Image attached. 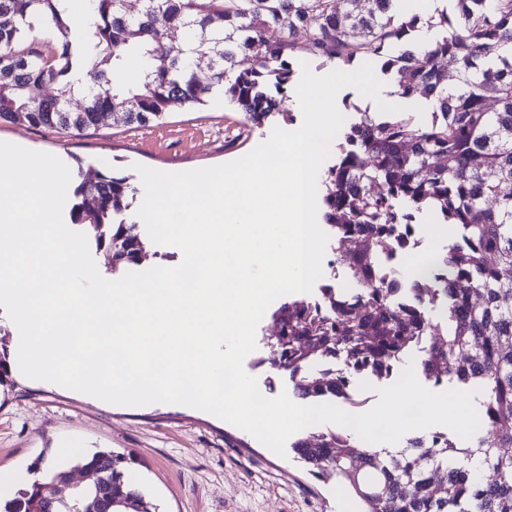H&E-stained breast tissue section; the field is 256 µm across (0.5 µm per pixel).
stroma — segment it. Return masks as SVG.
Listing matches in <instances>:
<instances>
[{"label": "stroma", "mask_w": 512, "mask_h": 512, "mask_svg": "<svg viewBox=\"0 0 512 512\" xmlns=\"http://www.w3.org/2000/svg\"><path fill=\"white\" fill-rule=\"evenodd\" d=\"M286 115L262 127L245 125L241 112L215 99L194 110L175 109L166 119L131 128L105 121L75 135L36 128L25 120L0 123V141L61 158L71 186L80 171L95 167L128 177L135 192L123 213L133 234L146 239L137 210L144 188L133 164L165 172L215 166L240 158L265 141L273 128L300 126L302 111L288 102ZM271 317L256 330V350L244 362L259 389L292 391L287 377L269 383ZM13 327L0 307V470L40 475L37 459L52 462L60 448L108 449L131 457L128 474L147 501L162 512H336L335 478L317 479L293 457L282 458L249 433L205 412L177 404L120 407L94 402L64 388L32 381L16 370Z\"/></svg>", "instance_id": "1"}]
</instances>
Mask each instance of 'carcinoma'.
Returning a JSON list of instances; mask_svg holds the SVG:
<instances>
[{"label":"carcinoma","mask_w":512,"mask_h":512,"mask_svg":"<svg viewBox=\"0 0 512 512\" xmlns=\"http://www.w3.org/2000/svg\"><path fill=\"white\" fill-rule=\"evenodd\" d=\"M142 2L133 15L125 0H0V122L22 117L83 132L110 118L140 127L219 97L259 127L288 99L299 31L313 56L359 57L394 73L398 95L426 98L430 119L361 113L322 181L336 262L360 287L329 284L317 299L280 306L272 348L288 363L295 398L345 402L359 381L390 378L419 346L428 384L482 390L479 433H414L396 458L362 447L345 429H313L291 452L314 477L332 471L362 512H512V55L500 54L512 48V0H453L455 16L442 10L425 21L396 17L395 0ZM76 13L85 18L79 32L71 28ZM422 21L445 28L424 49L413 40ZM272 27L286 37L267 40ZM205 51L211 66L202 82L192 61ZM240 55L250 68H238ZM444 59L456 66L453 84ZM78 96L84 104L75 110ZM94 177L75 189L93 203L73 204V223L91 225L112 260L140 262L146 243L120 219L134 189L126 177ZM428 211L460 238L419 280L368 285L394 225ZM420 281L430 287H416ZM71 462L98 480L52 512H126L134 504L158 512L126 477L124 455L80 451ZM68 482L69 471L51 465L6 510L31 512L45 486Z\"/></svg>","instance_id":"carcinoma-1"}]
</instances>
